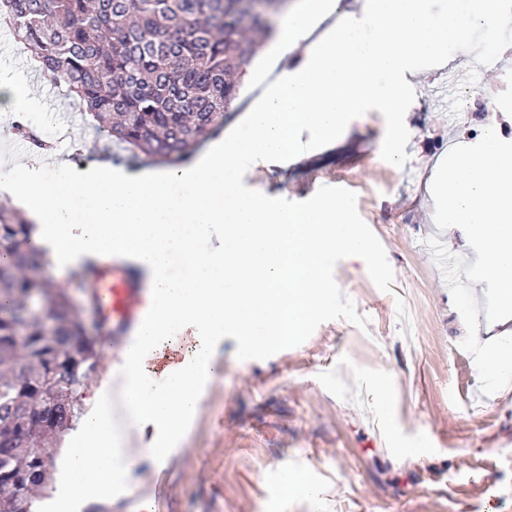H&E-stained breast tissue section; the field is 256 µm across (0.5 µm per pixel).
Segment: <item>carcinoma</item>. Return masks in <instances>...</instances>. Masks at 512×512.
<instances>
[{
  "label": "carcinoma",
  "mask_w": 512,
  "mask_h": 512,
  "mask_svg": "<svg viewBox=\"0 0 512 512\" xmlns=\"http://www.w3.org/2000/svg\"><path fill=\"white\" fill-rule=\"evenodd\" d=\"M277 0H0V24L31 51L44 78L65 87L93 116V130L156 163L179 166L211 133L239 90L238 74L256 53L257 36ZM15 133L47 144L24 122ZM34 225L0 210V410L42 405L51 397L77 409L84 388L60 382L100 356L82 339L69 289L30 275L41 257L30 247ZM54 321L46 333L43 317ZM36 457L30 442L0 457V487ZM0 492V512H31L35 490Z\"/></svg>",
  "instance_id": "cac0c4a2"
}]
</instances>
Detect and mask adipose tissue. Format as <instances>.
Here are the masks:
<instances>
[{"label":"adipose tissue","instance_id":"adipose-tissue-1","mask_svg":"<svg viewBox=\"0 0 512 512\" xmlns=\"http://www.w3.org/2000/svg\"><path fill=\"white\" fill-rule=\"evenodd\" d=\"M341 0H299L271 43L305 53L265 90L239 132L225 135L183 170L134 176L109 165L75 171L40 152L0 163V186L39 224L35 247L55 272L85 259L125 256L149 276L152 319L109 365L113 391L86 403L66 459L84 504L111 500L134 472L163 468L197 417L226 332L258 346L299 333L333 304L329 261L364 262L368 242L348 215L349 199L321 197L301 209L272 206L241 191L249 164L295 153L311 130L340 142L364 112L407 107L412 61L466 38L456 10L430 13L425 0H364L352 20L310 42ZM0 112L40 117L44 109L11 69L0 68ZM179 257L185 272L170 271ZM201 329L163 385L151 362L174 326Z\"/></svg>","mask_w":512,"mask_h":512}]
</instances>
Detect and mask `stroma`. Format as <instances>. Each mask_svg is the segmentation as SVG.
Returning <instances> with one entry per match:
<instances>
[{"label":"stroma","instance_id":"35a3bbf8","mask_svg":"<svg viewBox=\"0 0 512 512\" xmlns=\"http://www.w3.org/2000/svg\"><path fill=\"white\" fill-rule=\"evenodd\" d=\"M28 74L40 125L58 154L135 169L84 128L78 102L34 71L28 52L0 50V65ZM512 67L473 85L479 122L456 95L411 96L407 111L367 112L335 145L305 131L306 152L240 176L271 204L308 206L340 182L356 202L352 224L369 242L363 265L334 257V306L288 340L254 349L234 334L219 348L200 413L162 481L131 482L108 506L80 508L50 485L41 512H512V385L481 394L466 328L427 239L474 262L459 230L438 231L427 189L449 143L478 142L487 124L512 141ZM407 131L398 161L383 149L390 122Z\"/></svg>","mask_w":512,"mask_h":512}]
</instances>
